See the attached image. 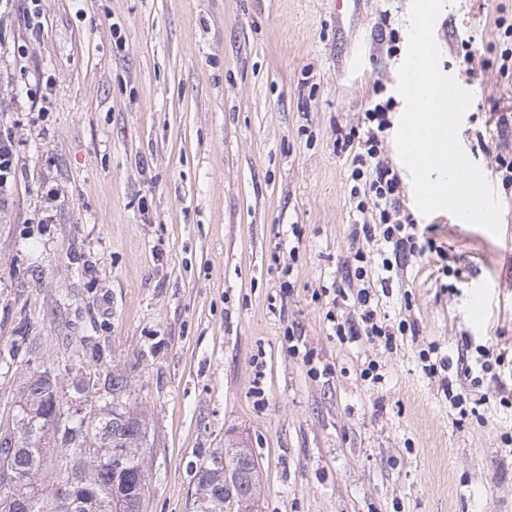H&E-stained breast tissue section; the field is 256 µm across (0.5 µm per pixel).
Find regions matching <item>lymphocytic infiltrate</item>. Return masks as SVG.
I'll list each match as a JSON object with an SVG mask.
<instances>
[{"instance_id": "f902f5d3", "label": "lymphocytic infiltrate", "mask_w": 512, "mask_h": 512, "mask_svg": "<svg viewBox=\"0 0 512 512\" xmlns=\"http://www.w3.org/2000/svg\"><path fill=\"white\" fill-rule=\"evenodd\" d=\"M394 98H372L356 124L338 128L337 151L347 153L349 199L353 211L351 239L356 249L344 263L348 289L336 290L338 298L352 296L356 319L330 315L339 340L366 337L392 347L397 337H418L412 315L391 319L376 304V289H390L398 270L409 260L443 249L402 204L401 180L383 149L391 125ZM436 343H427L419 358L429 376H441L443 393L460 417L477 413L486 397L480 388L486 375L504 367L507 354L484 345L474 351L460 349L457 357H442Z\"/></svg>"}]
</instances>
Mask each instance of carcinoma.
<instances>
[{"mask_svg":"<svg viewBox=\"0 0 512 512\" xmlns=\"http://www.w3.org/2000/svg\"><path fill=\"white\" fill-rule=\"evenodd\" d=\"M38 373L37 369L28 371L12 407L13 419L21 424L20 443L14 448L0 447V512H5L4 503L11 493L5 485L8 475L23 480L29 494L27 512H57L59 492L69 478L62 468L70 464L81 476L78 493L89 501L90 512H144L150 455L146 411L132 401L126 373L113 368L105 379L103 396L85 379L74 381L73 386L80 387L83 396L96 401L105 413L80 418L70 426L63 422L51 433L43 431L44 418L54 413L59 388L47 384ZM81 427L100 452L90 460L73 462L66 452L86 444L77 439ZM199 506L201 512H243L237 499L223 505L202 500Z\"/></svg>","mask_w":512,"mask_h":512,"instance_id":"carcinoma-1","label":"carcinoma"}]
</instances>
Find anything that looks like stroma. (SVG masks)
I'll use <instances>...</instances> for the list:
<instances>
[{"label":"stroma","instance_id":"1","mask_svg":"<svg viewBox=\"0 0 512 512\" xmlns=\"http://www.w3.org/2000/svg\"><path fill=\"white\" fill-rule=\"evenodd\" d=\"M26 0L0 22L27 57L0 51V130L17 175L0 197V417L30 365L70 387L126 371L147 411V512H197L195 467L245 441L262 468L258 512H512V409L485 379L483 419L456 423L419 360L339 342L322 287L352 245L337 127L376 87L395 95L383 15L410 0ZM512 0H447L439 68L473 94L459 130L483 173L489 141L512 153V81L495 22ZM471 39L464 62L461 42ZM501 232L418 215L458 269L400 270L380 310L410 307L440 355L464 341L512 350V197ZM482 310H475L476 291ZM299 337L291 351L289 333ZM384 378L362 380L366 360Z\"/></svg>","mask_w":512,"mask_h":512}]
</instances>
